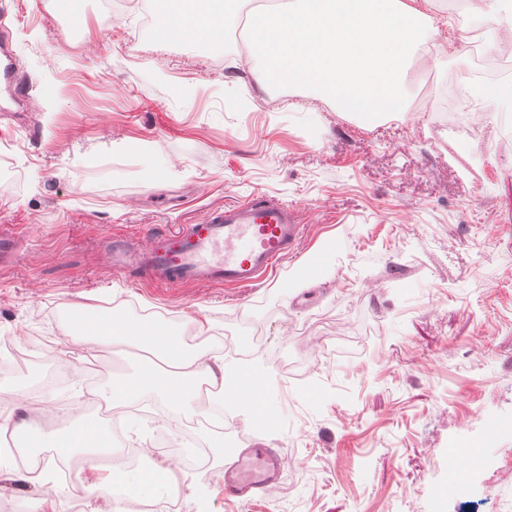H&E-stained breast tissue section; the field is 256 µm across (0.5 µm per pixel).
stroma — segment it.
Instances as JSON below:
<instances>
[{"instance_id":"obj_1","label":"stroma","mask_w":512,"mask_h":512,"mask_svg":"<svg viewBox=\"0 0 512 512\" xmlns=\"http://www.w3.org/2000/svg\"><path fill=\"white\" fill-rule=\"evenodd\" d=\"M139 11L102 0H5L19 68L38 112H0V225L21 246L0 266V342L30 357L0 375V440L27 413L15 391L51 367L45 393L68 414L85 371L97 385L137 364L120 346L66 341L65 314L160 311L190 331L208 319L225 363L262 361L284 403L279 432L231 420L223 433L185 431L168 414L135 408L120 427L139 464L179 473L183 512H512V103L494 86L474 91L476 128L436 121L451 72L432 52V101L418 104L409 68L403 112L373 123L309 87L264 83L226 69L241 43H157L166 0ZM446 28L476 51L497 53L483 20L441 5ZM297 208L305 235L277 276L254 290L202 284L159 287L114 272L110 243L148 248L161 228L202 222L213 208L256 195ZM319 261L313 280L295 271ZM249 332L255 342L241 349ZM283 446L297 459L262 503L225 501L224 449L242 437ZM167 440L172 455L153 453ZM475 464L452 474L450 446ZM214 481L198 482L201 468ZM55 478L47 493L14 461L0 464V498L69 503L94 477L91 462ZM456 485L458 495L439 492Z\"/></svg>"}]
</instances>
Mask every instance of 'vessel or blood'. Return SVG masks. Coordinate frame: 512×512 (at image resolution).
<instances>
[{"label":"vessel or blood","mask_w":512,"mask_h":512,"mask_svg":"<svg viewBox=\"0 0 512 512\" xmlns=\"http://www.w3.org/2000/svg\"><path fill=\"white\" fill-rule=\"evenodd\" d=\"M0 78L14 101L25 105L27 111H38L37 99L18 72L11 33L6 29L0 31ZM304 230L295 207L261 196L213 210L203 223L159 232L146 251L128 240L113 241L112 266L140 270L162 285L254 288L276 273L280 260L295 249ZM285 462L279 445L245 442L224 464L221 491L225 500L254 503L269 498Z\"/></svg>","instance_id":"obj_1"}]
</instances>
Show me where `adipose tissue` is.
Listing matches in <instances>:
<instances>
[{
	"label": "adipose tissue",
	"mask_w": 512,
	"mask_h": 512,
	"mask_svg": "<svg viewBox=\"0 0 512 512\" xmlns=\"http://www.w3.org/2000/svg\"><path fill=\"white\" fill-rule=\"evenodd\" d=\"M434 0H290L282 12L255 11L247 21L260 79L315 88L346 110L372 120L402 108V73L407 61L425 55L441 31L431 8ZM241 19L239 0H171L162 37L188 44L224 43V31ZM80 331L69 340L148 349L152 360L129 378L104 388L101 399L118 408L151 396L177 400L178 416L195 410L200 382L223 387L227 372L207 344H187L174 330L151 321H106L95 306H81ZM30 451L52 449L55 457L111 445L109 429L96 417L79 413L57 434L46 435L26 422L17 428ZM124 487L130 498L162 499V474L148 467L108 471L86 487L92 497H112Z\"/></svg>",
	"instance_id": "ef3b65f1"
}]
</instances>
